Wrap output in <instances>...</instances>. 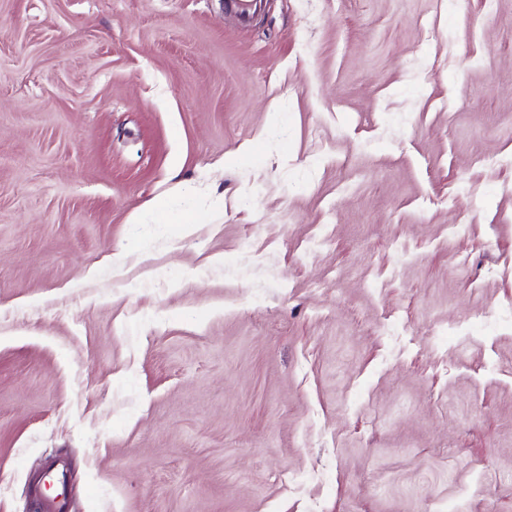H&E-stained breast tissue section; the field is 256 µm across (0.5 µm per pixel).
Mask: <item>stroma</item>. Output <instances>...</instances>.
<instances>
[{
  "instance_id": "35a3bbf8",
  "label": "stroma",
  "mask_w": 512,
  "mask_h": 512,
  "mask_svg": "<svg viewBox=\"0 0 512 512\" xmlns=\"http://www.w3.org/2000/svg\"><path fill=\"white\" fill-rule=\"evenodd\" d=\"M57 463L69 512H512V0H0V512Z\"/></svg>"
}]
</instances>
